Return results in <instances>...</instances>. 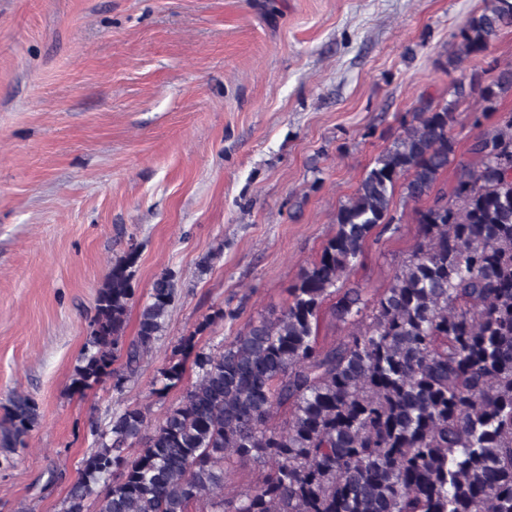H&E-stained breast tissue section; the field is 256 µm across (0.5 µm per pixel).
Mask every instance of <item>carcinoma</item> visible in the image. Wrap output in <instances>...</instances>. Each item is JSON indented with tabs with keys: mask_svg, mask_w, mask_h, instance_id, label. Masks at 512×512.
<instances>
[{
	"mask_svg": "<svg viewBox=\"0 0 512 512\" xmlns=\"http://www.w3.org/2000/svg\"><path fill=\"white\" fill-rule=\"evenodd\" d=\"M512 27V0H483L450 34L456 70ZM512 64L419 101L402 132L336 211L319 258L302 268L279 311L250 319L215 352L183 338L152 393L196 380L152 424L126 406L91 423L63 512H512V112L457 156V108L475 97L495 112ZM455 165L454 182L440 177ZM416 203L418 239L382 293L347 286L377 228L390 229L396 189ZM432 198L425 207L421 201ZM138 251L130 245L99 289L90 336L71 380L82 393L120 390L163 336L176 275L156 276L136 336L124 332ZM346 332L321 344L324 304ZM0 466L38 423L35 400L0 406ZM242 459L252 486L224 493ZM261 470V466L253 461L238 462L234 464L224 475V487L226 491L240 489L253 483Z\"/></svg>",
	"mask_w": 512,
	"mask_h": 512,
	"instance_id": "carcinoma-1",
	"label": "carcinoma"
}]
</instances>
